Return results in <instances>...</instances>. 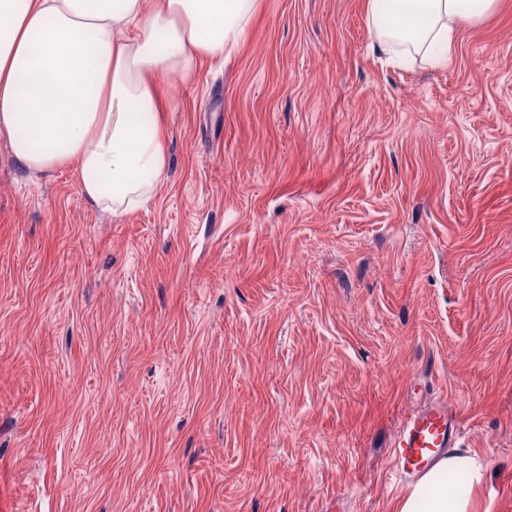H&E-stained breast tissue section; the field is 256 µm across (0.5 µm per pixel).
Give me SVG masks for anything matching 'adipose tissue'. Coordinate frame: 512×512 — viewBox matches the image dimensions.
Returning a JSON list of instances; mask_svg holds the SVG:
<instances>
[{"mask_svg": "<svg viewBox=\"0 0 512 512\" xmlns=\"http://www.w3.org/2000/svg\"><path fill=\"white\" fill-rule=\"evenodd\" d=\"M369 0L379 49L409 48L446 61L462 19L477 21L497 0ZM255 0H0V137L27 171L77 166L85 200L120 215L149 201L168 168L165 80L232 51ZM455 470L470 480L448 487ZM479 455L448 454L403 496L396 512H474Z\"/></svg>", "mask_w": 512, "mask_h": 512, "instance_id": "ef3b65f1", "label": "adipose tissue"}]
</instances>
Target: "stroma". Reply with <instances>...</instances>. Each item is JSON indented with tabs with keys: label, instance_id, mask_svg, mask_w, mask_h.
<instances>
[{
	"label": "stroma",
	"instance_id": "obj_1",
	"mask_svg": "<svg viewBox=\"0 0 512 512\" xmlns=\"http://www.w3.org/2000/svg\"><path fill=\"white\" fill-rule=\"evenodd\" d=\"M458 43L397 65L368 0H256L117 216L0 139V512H394L440 394L512 512V0Z\"/></svg>",
	"mask_w": 512,
	"mask_h": 512
}]
</instances>
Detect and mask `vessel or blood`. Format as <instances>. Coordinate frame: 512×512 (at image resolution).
I'll return each instance as SVG.
<instances>
[{
	"label": "vessel or blood",
	"mask_w": 512,
	"mask_h": 512,
	"mask_svg": "<svg viewBox=\"0 0 512 512\" xmlns=\"http://www.w3.org/2000/svg\"><path fill=\"white\" fill-rule=\"evenodd\" d=\"M460 433L461 421L446 398H436L408 411L391 445L397 470L408 478L419 477L455 447Z\"/></svg>",
	"instance_id": "vessel-or-blood-1"
}]
</instances>
